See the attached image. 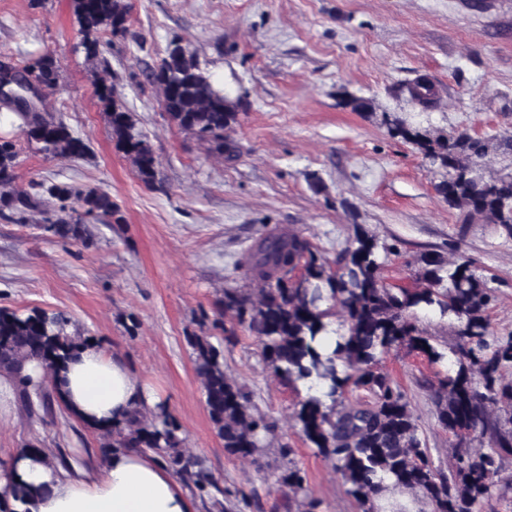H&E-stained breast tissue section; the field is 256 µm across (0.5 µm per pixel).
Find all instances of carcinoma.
Masks as SVG:
<instances>
[{
	"label": "carcinoma",
	"mask_w": 512,
	"mask_h": 512,
	"mask_svg": "<svg viewBox=\"0 0 512 512\" xmlns=\"http://www.w3.org/2000/svg\"><path fill=\"white\" fill-rule=\"evenodd\" d=\"M81 45L90 59L100 54L108 35L128 31L126 0H72ZM20 80L0 92V110L10 114L20 138L46 157L81 158L87 145L64 121L46 110L45 93L58 85L55 60L44 55L18 70ZM150 77L161 86L165 108L178 130L195 136L209 150L232 160L238 156L227 134L237 120V101L224 96L214 77L195 53L179 40ZM416 97L428 102L435 95L426 77L414 80ZM97 96L107 112L112 140L129 158L145 184L157 180L158 161L148 136L133 113L115 97L114 86L100 81ZM388 130L414 144L442 175L437 189L464 221L486 218L512 237V172L483 178L477 165L490 149L481 136L431 137L397 118H385ZM18 141L0 137V215L16 224L35 221L63 240L85 244L88 223L120 224L123 216L112 196L97 186L76 187L32 179L16 184ZM57 202L42 209V193ZM397 248L357 224L354 239L334 262L320 257L300 232L270 233L250 249L248 274L256 287L226 288L222 314L259 337L265 366L288 385L311 377L328 386L326 404L306 396L294 405L292 419L299 435L340 474L347 493L361 512H375L374 499L383 478L392 488L407 490L430 512H485L512 482L502 477L504 461L512 456V336H500L490 318L494 300L488 279L465 257L450 262L427 251L417 259L411 286L389 285L384 270ZM439 313L450 319L456 341L437 342L421 327L419 314ZM336 318L345 334L329 352L318 344ZM86 340L61 311H20L0 307V374L17 380L19 402L39 422L53 416L61 403L54 386L78 344ZM189 344L201 380L205 403L224 451L257 462L264 448L260 436L270 431L266 417L224 371V354L208 336L194 335ZM405 348L432 364L451 362L438 381L433 403L438 424L454 436L465 430L467 440L453 448L448 469L433 462L422 440L405 393L384 371V356ZM35 359L44 371L39 390L29 387L24 364ZM102 453L145 449L202 495L216 512H236L218 481L187 451L180 425L167 411L141 405L118 424L95 427ZM294 450L280 449L288 467L278 483L288 489V503L305 504L308 489L303 470L291 459ZM224 499H219V496Z\"/></svg>",
	"instance_id": "carcinoma-1"
}]
</instances>
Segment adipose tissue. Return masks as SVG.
Segmentation results:
<instances>
[{
	"mask_svg": "<svg viewBox=\"0 0 512 512\" xmlns=\"http://www.w3.org/2000/svg\"><path fill=\"white\" fill-rule=\"evenodd\" d=\"M58 384L69 409L100 424L158 402L120 356L94 340L68 361ZM19 482L39 489L26 502L27 512H195L166 464L137 449L113 453L100 474L78 480L63 478L43 457L19 449L0 464V491Z\"/></svg>",
	"mask_w": 512,
	"mask_h": 512,
	"instance_id": "ef3b65f1",
	"label": "adipose tissue"
}]
</instances>
